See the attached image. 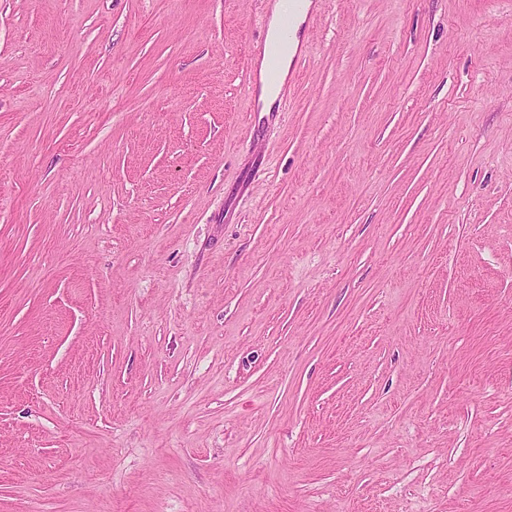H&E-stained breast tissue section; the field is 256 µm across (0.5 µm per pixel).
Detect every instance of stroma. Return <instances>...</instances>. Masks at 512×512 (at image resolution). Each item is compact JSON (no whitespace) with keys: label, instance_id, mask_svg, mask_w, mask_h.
Wrapping results in <instances>:
<instances>
[{"label":"stroma","instance_id":"stroma-1","mask_svg":"<svg viewBox=\"0 0 512 512\" xmlns=\"http://www.w3.org/2000/svg\"><path fill=\"white\" fill-rule=\"evenodd\" d=\"M0 0V512H512V0ZM312 0H273L268 4L270 19H269V30L266 40V46L274 53L279 56L280 66V80L279 83H283L288 76L289 70L292 65L293 55L299 49L301 43V25L307 21L309 12L312 7ZM295 11L296 24L294 26L291 43V51H284L281 49V21L285 14L289 11ZM257 102L259 112L273 111L278 98L279 86L272 84L265 78V60L261 61L258 69V81L256 83Z\"/></svg>","mask_w":512,"mask_h":512}]
</instances>
